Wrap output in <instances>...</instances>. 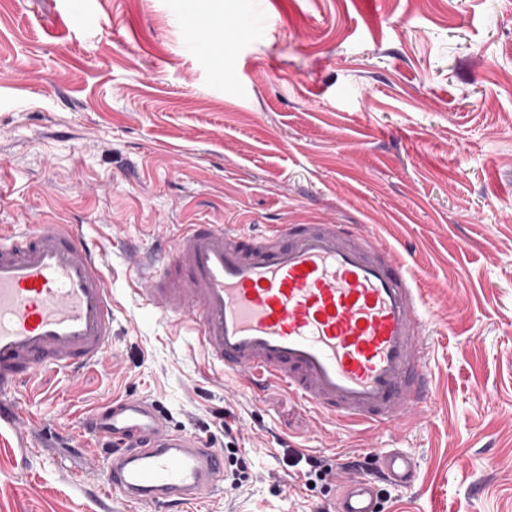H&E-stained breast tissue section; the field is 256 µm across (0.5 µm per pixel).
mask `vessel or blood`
<instances>
[{
    "instance_id": "b4317fda",
    "label": "vessel or blood",
    "mask_w": 512,
    "mask_h": 512,
    "mask_svg": "<svg viewBox=\"0 0 512 512\" xmlns=\"http://www.w3.org/2000/svg\"><path fill=\"white\" fill-rule=\"evenodd\" d=\"M163 268L134 257L138 291L196 336L207 362L245 386L283 387L343 423L421 421L434 386L424 289L406 260L355 224H188ZM97 241L73 225L0 234V431L25 434L15 397L40 372L98 365L112 340V283ZM89 430L107 444L103 482L126 502L180 508L223 492L224 453L173 431L153 403L96 408ZM398 485L412 452H383ZM336 512H378L375 485L343 481Z\"/></svg>"
}]
</instances>
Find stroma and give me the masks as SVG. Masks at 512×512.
I'll return each instance as SVG.
<instances>
[{
    "label": "stroma",
    "instance_id": "obj_1",
    "mask_svg": "<svg viewBox=\"0 0 512 512\" xmlns=\"http://www.w3.org/2000/svg\"><path fill=\"white\" fill-rule=\"evenodd\" d=\"M0 0V229L53 221L103 244L112 344L20 400L0 435V512H103L79 418L124 396L234 444L250 477L184 512H334L303 459L418 462L380 512H512V0ZM362 224L427 291L423 422L347 427L208 366L135 291L128 246L186 224ZM195 24L213 38L216 49L221 51L227 49V44L224 42V9L220 3H216L211 11L198 14Z\"/></svg>",
    "mask_w": 512,
    "mask_h": 512
}]
</instances>
